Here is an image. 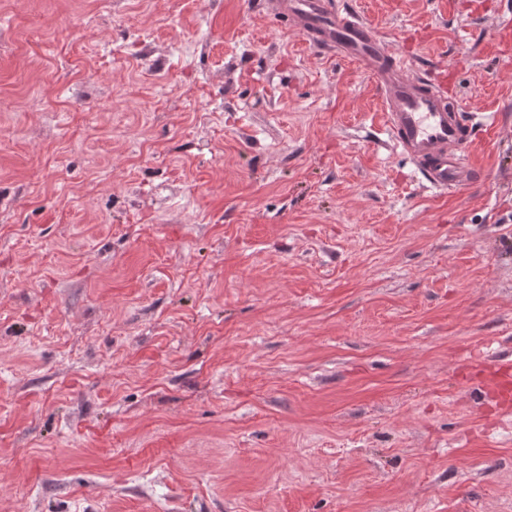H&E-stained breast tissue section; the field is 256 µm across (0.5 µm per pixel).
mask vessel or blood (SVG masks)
Wrapping results in <instances>:
<instances>
[{
    "mask_svg": "<svg viewBox=\"0 0 512 512\" xmlns=\"http://www.w3.org/2000/svg\"><path fill=\"white\" fill-rule=\"evenodd\" d=\"M268 10L292 22L309 44L356 63L382 92V126L429 187L459 190L478 182L468 160L479 122L455 105L432 79L391 52L380 33L338 0H267Z\"/></svg>",
    "mask_w": 512,
    "mask_h": 512,
    "instance_id": "1",
    "label": "vessel or blood"
}]
</instances>
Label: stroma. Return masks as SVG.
Masks as SVG:
<instances>
[{"instance_id": "1", "label": "stroma", "mask_w": 512, "mask_h": 512, "mask_svg": "<svg viewBox=\"0 0 512 512\" xmlns=\"http://www.w3.org/2000/svg\"><path fill=\"white\" fill-rule=\"evenodd\" d=\"M263 2L0 0V512H512V0H344L455 193ZM267 9L309 44L369 73L382 92V127L429 187L460 190L481 179L468 161L479 121L454 104L432 79L417 74L408 59L391 52L380 33L335 0H269Z\"/></svg>"}]
</instances>
